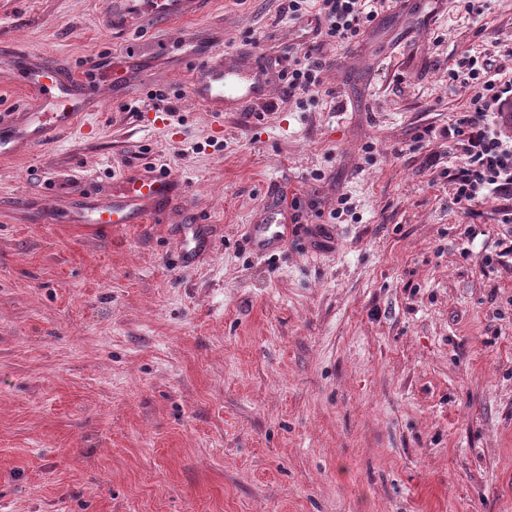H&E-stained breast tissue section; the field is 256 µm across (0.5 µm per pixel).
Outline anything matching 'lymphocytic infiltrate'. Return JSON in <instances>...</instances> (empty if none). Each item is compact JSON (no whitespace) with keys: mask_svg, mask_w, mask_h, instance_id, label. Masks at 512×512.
Masks as SVG:
<instances>
[{"mask_svg":"<svg viewBox=\"0 0 512 512\" xmlns=\"http://www.w3.org/2000/svg\"><path fill=\"white\" fill-rule=\"evenodd\" d=\"M317 19L325 23V34L347 43L363 32L374 19L367 11L366 0H317ZM323 63L312 50L296 52L287 68L279 71L289 91H312L321 83ZM466 75L474 93L464 112L448 127V141L461 164L449 166L444 176L454 204L469 208L486 197L506 198L499 209V221L512 223V137L504 132L503 108L512 99V80L504 81L500 69L491 59L472 56L461 71L450 72V79Z\"/></svg>","mask_w":512,"mask_h":512,"instance_id":"obj_1","label":"lymphocytic infiltrate"}]
</instances>
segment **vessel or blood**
I'll return each instance as SVG.
<instances>
[{"instance_id":"b4317fda","label":"vessel or blood","mask_w":512,"mask_h":512,"mask_svg":"<svg viewBox=\"0 0 512 512\" xmlns=\"http://www.w3.org/2000/svg\"><path fill=\"white\" fill-rule=\"evenodd\" d=\"M33 102L24 111L0 114V156L20 153L27 145H47L70 129L76 118L93 111L98 90L81 71L50 61H25L21 66ZM195 101L210 112H236L266 98V81L249 59L225 60L215 52L200 66L191 84ZM173 188L162 176L132 180L128 187L106 199L83 201L75 212L76 221L90 224H136L151 215L169 198ZM286 214L264 209L250 229L249 244L258 250L276 248L287 230Z\"/></svg>"}]
</instances>
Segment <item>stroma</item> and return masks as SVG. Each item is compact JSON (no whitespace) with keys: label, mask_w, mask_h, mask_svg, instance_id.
Instances as JSON below:
<instances>
[{"label":"stroma","mask_w":512,"mask_h":512,"mask_svg":"<svg viewBox=\"0 0 512 512\" xmlns=\"http://www.w3.org/2000/svg\"><path fill=\"white\" fill-rule=\"evenodd\" d=\"M481 3L372 0L341 45L288 0H0V113L19 56L106 83L0 156V512H512V255L500 201L441 176L449 71L512 47V0ZM315 43L316 93L191 96L214 48ZM142 174L175 188L143 223H72ZM274 191L288 234L251 251Z\"/></svg>","instance_id":"35a3bbf8"}]
</instances>
